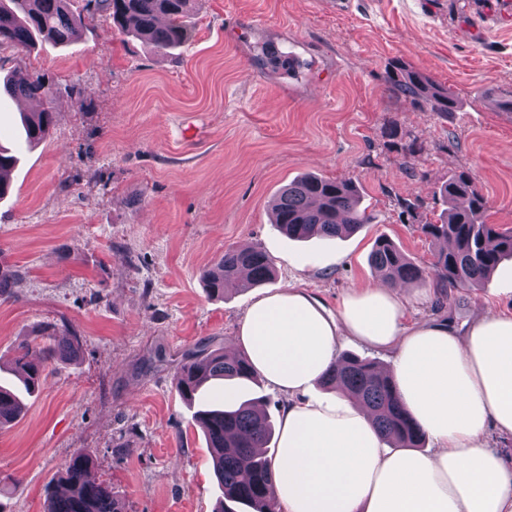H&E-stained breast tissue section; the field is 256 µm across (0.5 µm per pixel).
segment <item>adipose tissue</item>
<instances>
[{"label": "adipose tissue", "instance_id": "obj_1", "mask_svg": "<svg viewBox=\"0 0 512 512\" xmlns=\"http://www.w3.org/2000/svg\"><path fill=\"white\" fill-rule=\"evenodd\" d=\"M406 306L400 287L358 286L335 321L289 286L246 313L237 344L293 397L275 467L284 512H512V476L486 445L488 428L512 434V316L480 313L460 334L406 322ZM343 336L393 351L398 391L432 453L385 452L369 409L345 396L302 400Z\"/></svg>", "mask_w": 512, "mask_h": 512}]
</instances>
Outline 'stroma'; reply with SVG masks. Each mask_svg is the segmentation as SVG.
I'll list each match as a JSON object with an SVG mask.
<instances>
[{
    "label": "stroma",
    "instance_id": "obj_1",
    "mask_svg": "<svg viewBox=\"0 0 512 512\" xmlns=\"http://www.w3.org/2000/svg\"><path fill=\"white\" fill-rule=\"evenodd\" d=\"M79 39L24 53L0 47V74H45L55 126L26 148L23 104L0 97V131L20 161L0 199V379L47 328L75 339L54 358L24 415L0 427V512H44L74 452L128 512H214L220 492L201 429L176 387L185 354L225 350L252 302L302 288L337 315L350 288L374 284L385 237L423 268L419 224L439 189L468 172L489 220L512 228V16L504 0H196L173 53L114 30L71 0ZM241 35L224 36V19ZM461 104L448 119L394 95L393 61ZM315 173L357 184L372 220L332 241L289 239L271 203ZM256 245L273 283L210 296L201 271ZM410 284L409 319L465 332L479 312L512 314V259L484 287Z\"/></svg>",
    "mask_w": 512,
    "mask_h": 512
}]
</instances>
